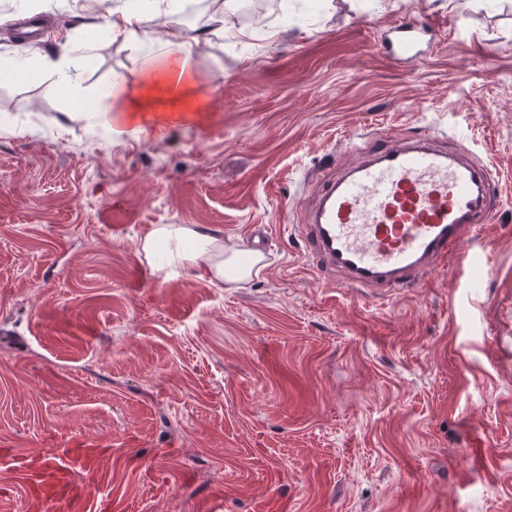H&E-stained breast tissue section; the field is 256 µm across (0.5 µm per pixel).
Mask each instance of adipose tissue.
<instances>
[{"label":"adipose tissue","instance_id":"1","mask_svg":"<svg viewBox=\"0 0 512 512\" xmlns=\"http://www.w3.org/2000/svg\"><path fill=\"white\" fill-rule=\"evenodd\" d=\"M174 14L175 0H152L155 25L166 32L164 41L159 42L144 28L141 13L129 0H113L108 33L112 39L144 52L146 77L131 84L123 74H114L110 87L86 112L91 124L120 135L126 131L131 112L163 111L180 120L190 112L208 111L214 91L201 87L192 64L193 49L206 35H191L176 28ZM139 245L148 263L168 279L179 277L184 269L200 267L215 287L238 288L263 268L261 254H254L252 262H244L241 250L225 247L221 236L192 224L153 225Z\"/></svg>","mask_w":512,"mask_h":512}]
</instances>
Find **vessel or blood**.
Instances as JSON below:
<instances>
[{
    "instance_id": "1",
    "label": "vessel or blood",
    "mask_w": 512,
    "mask_h": 512,
    "mask_svg": "<svg viewBox=\"0 0 512 512\" xmlns=\"http://www.w3.org/2000/svg\"><path fill=\"white\" fill-rule=\"evenodd\" d=\"M432 22H398L387 33L396 58L415 65L435 37ZM440 136L390 135L387 145L353 144L357 159L309 175L311 204L293 230L314 268L379 297L409 287L454 255L466 233L491 223L503 197L491 168L468 146ZM101 448L66 445L45 459L15 450L0 456L35 491L47 512H112V482Z\"/></svg>"
}]
</instances>
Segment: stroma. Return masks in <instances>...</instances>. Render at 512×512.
<instances>
[{
  "label": "stroma",
  "instance_id": "stroma-1",
  "mask_svg": "<svg viewBox=\"0 0 512 512\" xmlns=\"http://www.w3.org/2000/svg\"><path fill=\"white\" fill-rule=\"evenodd\" d=\"M109 8L30 0L41 55L66 39L87 65L67 91L0 81V448H109L113 512H512V203L386 300L290 232L306 174L391 127L445 131L512 187V0H231L193 54L214 111L91 144L97 91L145 77ZM423 18L422 63L387 56ZM155 224L264 233L266 266L164 280Z\"/></svg>",
  "mask_w": 512,
  "mask_h": 512
}]
</instances>
